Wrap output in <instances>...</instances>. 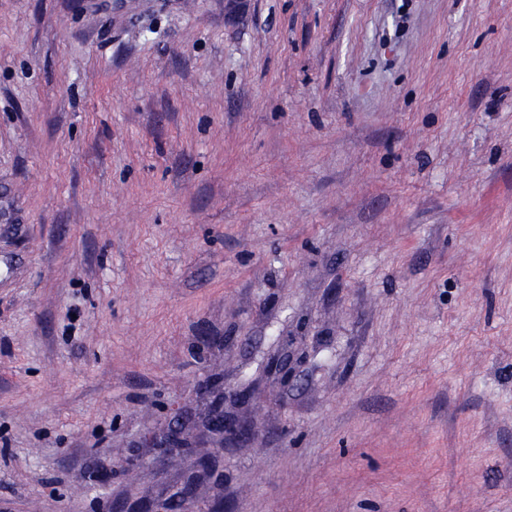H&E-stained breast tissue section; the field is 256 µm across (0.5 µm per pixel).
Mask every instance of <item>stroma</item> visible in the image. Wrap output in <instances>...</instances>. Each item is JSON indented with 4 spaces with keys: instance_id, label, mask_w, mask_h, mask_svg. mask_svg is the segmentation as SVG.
<instances>
[{
    "instance_id": "obj_1",
    "label": "stroma",
    "mask_w": 512,
    "mask_h": 512,
    "mask_svg": "<svg viewBox=\"0 0 512 512\" xmlns=\"http://www.w3.org/2000/svg\"><path fill=\"white\" fill-rule=\"evenodd\" d=\"M209 376L195 512H512V0H0V512H159ZM212 396L205 418L195 427H189L180 420V413L166 427L154 431L148 438L150 448L157 458L187 456L198 448L199 436L209 438L216 447L224 448L225 439L243 437L249 431L248 425L224 413V385L219 380H210L203 388Z\"/></svg>"
}]
</instances>
